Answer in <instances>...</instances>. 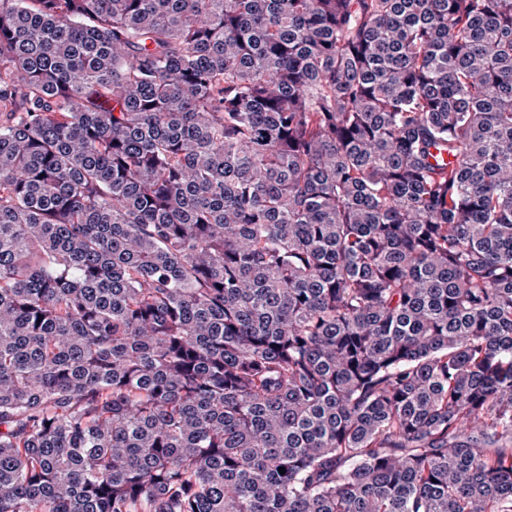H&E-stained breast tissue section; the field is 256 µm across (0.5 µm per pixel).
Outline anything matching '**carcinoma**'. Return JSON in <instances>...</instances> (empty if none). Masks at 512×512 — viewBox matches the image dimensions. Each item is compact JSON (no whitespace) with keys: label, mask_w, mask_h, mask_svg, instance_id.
Returning a JSON list of instances; mask_svg holds the SVG:
<instances>
[{"label":"carcinoma","mask_w":512,"mask_h":512,"mask_svg":"<svg viewBox=\"0 0 512 512\" xmlns=\"http://www.w3.org/2000/svg\"><path fill=\"white\" fill-rule=\"evenodd\" d=\"M0 512H512V0H0Z\"/></svg>","instance_id":"1"}]
</instances>
